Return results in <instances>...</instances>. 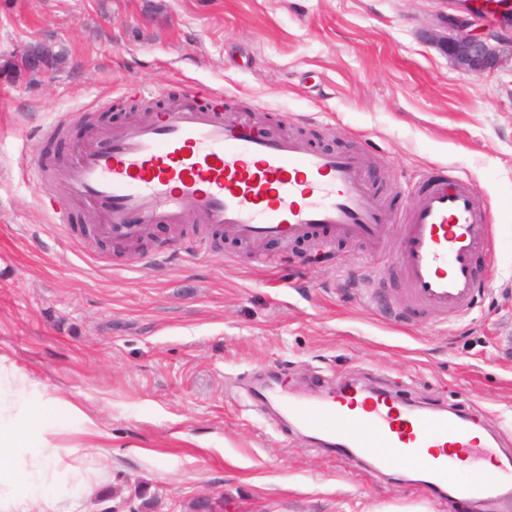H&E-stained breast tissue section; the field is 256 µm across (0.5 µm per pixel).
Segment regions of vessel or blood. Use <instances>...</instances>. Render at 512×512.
<instances>
[{"mask_svg":"<svg viewBox=\"0 0 512 512\" xmlns=\"http://www.w3.org/2000/svg\"><path fill=\"white\" fill-rule=\"evenodd\" d=\"M64 176L106 214L102 233L135 242L154 224H211L229 239H360L380 243L390 217L365 152L316 149L275 128L224 118V98L187 92L153 121L79 144ZM424 189L399 215L397 248L408 291L425 309L464 314L478 284L476 252L493 239L491 209L466 180L422 172ZM281 405L303 429L329 435L346 460L406 470L449 495L459 512H512V452L496 451L476 417L418 407L385 388L345 384ZM498 476L477 479L485 461Z\"/></svg>","mask_w":512,"mask_h":512,"instance_id":"vessel-or-blood-1","label":"vessel or blood"}]
</instances>
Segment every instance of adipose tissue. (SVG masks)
Wrapping results in <instances>:
<instances>
[{"label": "adipose tissue", "instance_id": "obj_1", "mask_svg": "<svg viewBox=\"0 0 512 512\" xmlns=\"http://www.w3.org/2000/svg\"><path fill=\"white\" fill-rule=\"evenodd\" d=\"M74 419L98 433V421L78 406L0 367V512H60L110 468L94 447L82 449L84 466L60 468L55 437Z\"/></svg>", "mask_w": 512, "mask_h": 512}]
</instances>
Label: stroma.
I'll return each mask as SVG.
<instances>
[{"label": "stroma", "mask_w": 512, "mask_h": 512, "mask_svg": "<svg viewBox=\"0 0 512 512\" xmlns=\"http://www.w3.org/2000/svg\"><path fill=\"white\" fill-rule=\"evenodd\" d=\"M440 0H0V364L94 411L112 469L101 497L189 512H454L406 479L350 463L285 427L251 385L309 395L339 382L381 385L420 405L485 416L512 449V64L466 76L437 46L447 28L500 37L478 16L440 25ZM49 44L51 78L5 72ZM227 93L231 112L312 145L366 149L389 212L409 209L422 171L447 168L493 207L495 246L478 251L473 310L439 317L407 295L400 225L376 247L259 243L256 267L221 234L193 257L194 226L151 228L139 253L58 228L53 207L98 221L86 199L33 184L30 139L69 161L79 116L138 123L135 89ZM66 119V132L45 135ZM47 194L52 208L37 205Z\"/></svg>", "instance_id": "obj_1"}]
</instances>
